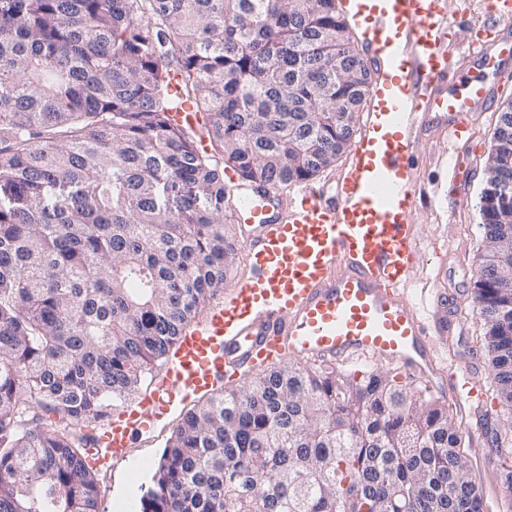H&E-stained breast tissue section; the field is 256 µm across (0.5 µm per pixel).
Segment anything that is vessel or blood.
I'll return each instance as SVG.
<instances>
[{"label":"vessel or blood","mask_w":512,"mask_h":512,"mask_svg":"<svg viewBox=\"0 0 512 512\" xmlns=\"http://www.w3.org/2000/svg\"><path fill=\"white\" fill-rule=\"evenodd\" d=\"M367 48L397 69V91L376 86L350 155L336 176L300 182L281 197L229 176L239 205L234 222L257 226L243 247L249 270L231 305L208 309L198 331L183 334L161 380L135 404L91 424L90 453L111 467L152 438L172 411L245 368L279 359L319 365L358 361L399 365L411 383L468 400V374L444 375L435 356L436 297L406 295L419 252L413 215L416 134L432 124L457 147L470 115L488 110L494 85L471 83L448 49L465 32L469 63L512 78V5L495 0L484 20L449 19L441 0H355Z\"/></svg>","instance_id":"1"}]
</instances>
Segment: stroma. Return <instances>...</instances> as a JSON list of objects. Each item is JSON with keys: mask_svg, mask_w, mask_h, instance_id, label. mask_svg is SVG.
<instances>
[{"mask_svg": "<svg viewBox=\"0 0 512 512\" xmlns=\"http://www.w3.org/2000/svg\"><path fill=\"white\" fill-rule=\"evenodd\" d=\"M493 112L470 118V138L458 158H450L444 144L421 139L414 175L417 197L415 222L420 238L418 283L442 288L448 305L439 312L448 323L435 344L449 366L470 370L486 391L482 403L457 405L446 401L448 417L463 433L461 455L480 479L484 512H512V490L505 472L512 463V422L498 404L489 374L485 329L473 304L474 282L484 249L479 202L485 187L487 154L496 127ZM464 182L466 195L455 198L449 173ZM173 414L166 429L132 448L125 462L103 472L100 512H114L118 496L128 495L130 512H141V498L152 484L166 442L180 421Z\"/></svg>", "mask_w": 512, "mask_h": 512, "instance_id": "1", "label": "stroma"}]
</instances>
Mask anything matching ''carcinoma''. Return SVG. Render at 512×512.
<instances>
[{
	"mask_svg": "<svg viewBox=\"0 0 512 512\" xmlns=\"http://www.w3.org/2000/svg\"><path fill=\"white\" fill-rule=\"evenodd\" d=\"M311 2L0 0V512H99L72 426L125 401L224 288L225 168L287 185L349 149L341 116L371 80L336 76L323 33L347 21ZM183 102L199 129L172 119ZM303 139L317 156L298 163ZM490 151L512 177L509 105ZM480 216L481 266L512 260V223ZM474 308L512 416V288L477 277ZM34 405L68 424H33ZM460 445L393 376L282 362L197 400L142 512H483Z\"/></svg>",
	"mask_w": 512,
	"mask_h": 512,
	"instance_id": "obj_1",
	"label": "carcinoma"
}]
</instances>
